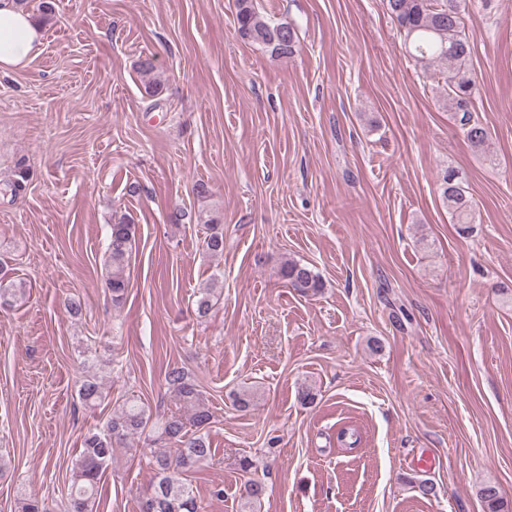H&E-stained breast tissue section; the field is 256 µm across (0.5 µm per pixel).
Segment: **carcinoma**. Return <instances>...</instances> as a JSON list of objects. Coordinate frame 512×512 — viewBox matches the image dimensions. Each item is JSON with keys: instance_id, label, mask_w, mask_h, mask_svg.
I'll return each mask as SVG.
<instances>
[{"instance_id": "obj_1", "label": "carcinoma", "mask_w": 512, "mask_h": 512, "mask_svg": "<svg viewBox=\"0 0 512 512\" xmlns=\"http://www.w3.org/2000/svg\"><path fill=\"white\" fill-rule=\"evenodd\" d=\"M387 9L400 30L404 32L411 56L426 71L442 68L448 73V87L444 89V102L451 118L462 136L476 153L485 152L489 140L488 129L479 116L475 104L478 91L471 69L473 40L466 33L462 0H386ZM237 36L248 43L268 48L276 57H288L296 50L297 34L290 25H271L256 11L254 0H235ZM438 191L442 203L448 208L453 223L463 234L475 222L472 199L462 186L460 171L447 167L440 172ZM207 234L203 240L206 253L211 256L224 254V227L199 211ZM136 238V225L128 219L110 225V236L104 260L106 279L112 302L120 304L129 288V266L132 246ZM281 275L293 287L305 294H318L323 288L320 276L308 265L287 261ZM217 284L202 289L196 301L198 315L209 314L218 301ZM166 382L176 398L190 412V421L170 415L155 422L157 439L173 444L171 448L152 451L155 471L153 493L146 498L142 512H200L201 506L193 486L187 482L188 474L205 467L212 459V448L207 438V428L212 423V413L202 392L180 367L170 369ZM79 397L86 407H95L105 399L104 388L96 374L84 377ZM153 414L145 405L134 399L125 401L114 410L105 426L88 431L83 448L72 465L71 485L65 512H93L101 498L102 476L112 463L114 452L123 448L129 453V441L143 432L152 421ZM195 427L189 432L187 426ZM241 512H259L266 493L265 485L248 479L239 489ZM488 512H512L504 501L498 486L487 483L478 490ZM17 512H47L36 497L21 496L16 503Z\"/></svg>"}]
</instances>
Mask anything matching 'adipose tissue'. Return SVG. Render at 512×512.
I'll use <instances>...</instances> for the list:
<instances>
[{"label": "adipose tissue", "mask_w": 512, "mask_h": 512, "mask_svg": "<svg viewBox=\"0 0 512 512\" xmlns=\"http://www.w3.org/2000/svg\"><path fill=\"white\" fill-rule=\"evenodd\" d=\"M42 43L41 32L16 0H0V69L25 65Z\"/></svg>", "instance_id": "1"}]
</instances>
